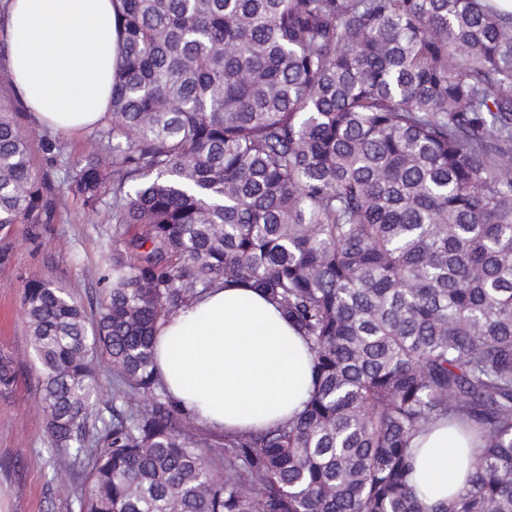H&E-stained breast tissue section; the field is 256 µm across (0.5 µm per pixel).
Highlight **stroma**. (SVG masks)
<instances>
[{"mask_svg":"<svg viewBox=\"0 0 512 512\" xmlns=\"http://www.w3.org/2000/svg\"><path fill=\"white\" fill-rule=\"evenodd\" d=\"M60 162L35 148L36 169L59 190L53 220L46 224L0 225V352L12 355L17 382L0 395V512H78L72 496L50 485L52 459L46 414L39 393L23 289L44 280L67 288L86 308L102 297L100 268L115 231L111 205L83 206L70 189L64 160L86 153L89 135L51 138Z\"/></svg>","mask_w":512,"mask_h":512,"instance_id":"stroma-1","label":"stroma"}]
</instances>
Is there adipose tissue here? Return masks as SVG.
Returning a JSON list of instances; mask_svg holds the SVG:
<instances>
[{"label":"adipose tissue","instance_id":"ef3b65f1","mask_svg":"<svg viewBox=\"0 0 512 512\" xmlns=\"http://www.w3.org/2000/svg\"><path fill=\"white\" fill-rule=\"evenodd\" d=\"M11 88L37 127L69 135L106 123L118 54L112 0H7ZM158 377L200 427L247 434L295 418L312 387L308 345L263 293L216 282L155 327ZM415 481L453 502L478 440L447 419L418 433Z\"/></svg>","mask_w":512,"mask_h":512}]
</instances>
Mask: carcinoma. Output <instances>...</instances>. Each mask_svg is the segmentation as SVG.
I'll return each instance as SVG.
<instances>
[{
  "label": "carcinoma",
  "instance_id": "carcinoma-1",
  "mask_svg": "<svg viewBox=\"0 0 512 512\" xmlns=\"http://www.w3.org/2000/svg\"><path fill=\"white\" fill-rule=\"evenodd\" d=\"M113 2L111 116L67 162L120 227L103 297L91 319L50 282L23 292L56 488L80 512H512V11ZM55 207L1 114L0 224ZM218 280L279 306L313 386L280 426L201 438L153 328ZM15 382L0 354V393ZM440 417L482 443L451 508L412 482L410 441Z\"/></svg>",
  "mask_w": 512,
  "mask_h": 512
}]
</instances>
